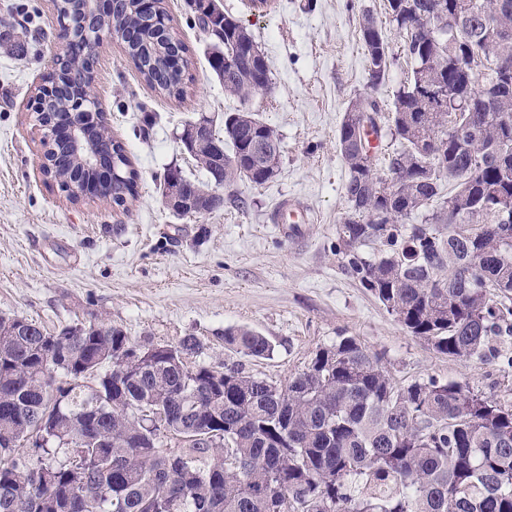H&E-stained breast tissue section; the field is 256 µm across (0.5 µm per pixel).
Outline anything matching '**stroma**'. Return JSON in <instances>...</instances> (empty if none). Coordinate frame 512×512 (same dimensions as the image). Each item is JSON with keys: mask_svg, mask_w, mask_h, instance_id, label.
Instances as JSON below:
<instances>
[{"mask_svg": "<svg viewBox=\"0 0 512 512\" xmlns=\"http://www.w3.org/2000/svg\"><path fill=\"white\" fill-rule=\"evenodd\" d=\"M190 0H166L172 24L191 50L183 100L160 97L115 42L105 43L93 92L106 127L140 174L126 209L98 198L70 202L39 171L43 132L29 107L59 48L49 0H0V317H24L48 332L108 322L138 344H200L199 361L237 363L278 383L339 336L384 353L402 384L435 377L485 394L512 389V336L493 337L486 360L437 354L399 323L343 269L337 228L348 202L347 169L336 130L348 105L373 90L347 0H274L264 13L246 0H218L264 51L268 90L248 103L224 91L208 64L210 40L194 23ZM395 53L379 96L392 100L410 66L389 23L387 0H359ZM248 107L281 138L278 175L265 185L235 184L238 203L180 218L161 198L179 167L203 179L185 152L183 127L201 115ZM293 198L306 221L278 212ZM247 327L274 346L270 358L236 353L228 328Z\"/></svg>", "mask_w": 512, "mask_h": 512, "instance_id": "35a3bbf8", "label": "stroma"}]
</instances>
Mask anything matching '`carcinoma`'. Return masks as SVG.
Wrapping results in <instances>:
<instances>
[{
  "label": "carcinoma",
  "mask_w": 512,
  "mask_h": 512,
  "mask_svg": "<svg viewBox=\"0 0 512 512\" xmlns=\"http://www.w3.org/2000/svg\"><path fill=\"white\" fill-rule=\"evenodd\" d=\"M194 2L203 29L217 10ZM387 13L411 75L393 104L367 93L344 113L336 148L349 207L336 255L406 333L482 360L490 337L512 336V41L499 37L512 29V0H387ZM223 19L209 64L245 101L270 71L243 23ZM98 29L93 55L116 41L151 89L186 96L189 48L165 0H118ZM358 33L376 89L393 53L365 9ZM54 80L41 126L70 105L67 88L94 76L80 64ZM207 139L225 144L224 162L191 156L213 180L277 176L281 139L257 114L226 113ZM385 139L397 147L380 156ZM91 146L112 160L102 199L126 208L138 172L125 146L101 133ZM20 321L13 335L0 318V512H512V401L432 377L400 385L355 336L278 384L235 365L190 370L162 351L124 366L118 353L136 343L117 327H65L48 346L45 329ZM224 343L273 353L248 328L224 330ZM147 408L164 414L167 433L147 428Z\"/></svg>",
  "instance_id": "carcinoma-1"
}]
</instances>
